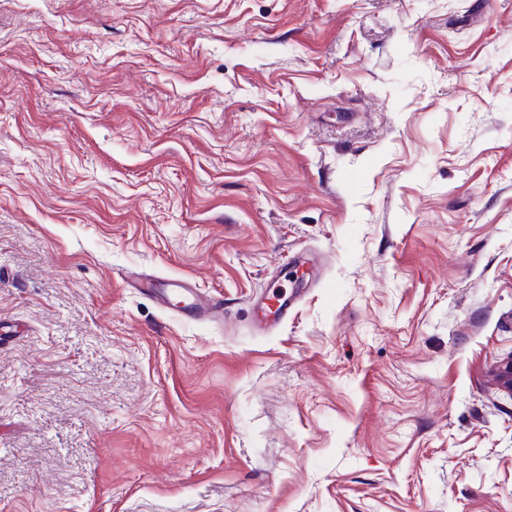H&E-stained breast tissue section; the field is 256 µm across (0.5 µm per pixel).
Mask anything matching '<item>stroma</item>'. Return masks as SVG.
<instances>
[{"mask_svg": "<svg viewBox=\"0 0 512 512\" xmlns=\"http://www.w3.org/2000/svg\"><path fill=\"white\" fill-rule=\"evenodd\" d=\"M511 356L512 0H0V512H512ZM154 281H143L140 290L159 295L163 302L174 307L182 316L193 320L210 321L224 318V307L212 295L195 289L188 280H172L153 291ZM280 286L272 285L267 290L265 302L261 306V315L258 320L260 328L265 329L271 324H281L287 317L293 300Z\"/></svg>", "mask_w": 512, "mask_h": 512, "instance_id": "obj_1", "label": "stroma"}]
</instances>
